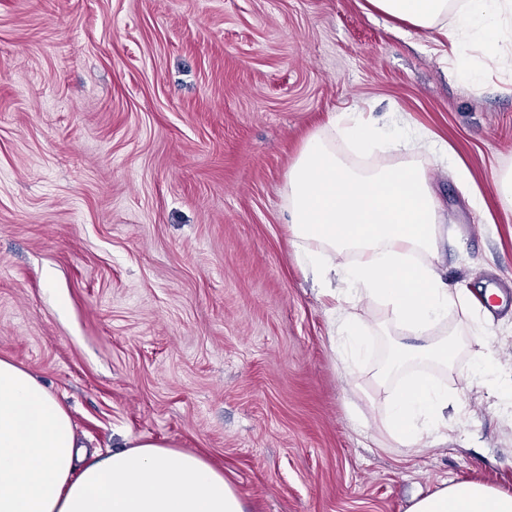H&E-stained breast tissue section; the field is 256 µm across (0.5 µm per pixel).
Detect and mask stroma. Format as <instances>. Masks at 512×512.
I'll use <instances>...</instances> for the list:
<instances>
[{
	"label": "stroma",
	"instance_id": "35a3bbf8",
	"mask_svg": "<svg viewBox=\"0 0 512 512\" xmlns=\"http://www.w3.org/2000/svg\"><path fill=\"white\" fill-rule=\"evenodd\" d=\"M365 0H0V357L70 409L87 448L155 439L222 467L247 512H406L460 478L512 492V416L479 388L448 442L406 453L383 418L393 351L358 304L347 367L297 265L281 187L337 112H403L466 167L434 173L437 270L470 291L512 374V75L453 77L432 33ZM485 197L473 208L467 185ZM496 289L485 297L486 289ZM458 331L459 386L472 346Z\"/></svg>",
	"mask_w": 512,
	"mask_h": 512
}]
</instances>
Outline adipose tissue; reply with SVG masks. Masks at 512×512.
<instances>
[{"label":"adipose tissue","instance_id":"1","mask_svg":"<svg viewBox=\"0 0 512 512\" xmlns=\"http://www.w3.org/2000/svg\"><path fill=\"white\" fill-rule=\"evenodd\" d=\"M370 10L461 46L462 75L482 77L481 62L498 44L496 65L512 71V0H367ZM387 162L373 161L374 153ZM446 141L413 127L404 113L379 124L366 112H338L311 134L281 189L299 264L333 300V348L350 364L368 353L363 327L350 313L368 301L393 322L431 337L417 352H399L383 376L414 362L448 365L455 348L432 338L449 310H469L470 297L437 271L440 207L429 164L452 162ZM478 345V383L512 408V379L499 376L487 333L467 329ZM403 375V373H402ZM462 400L425 374L403 375L388 404L385 428L406 451L447 440L464 423ZM77 439L69 411L38 379L0 358V512H245L222 470L203 457L155 440H129L123 450L76 467ZM407 512H512V494L462 480L414 500Z\"/></svg>","mask_w":512,"mask_h":512}]
</instances>
